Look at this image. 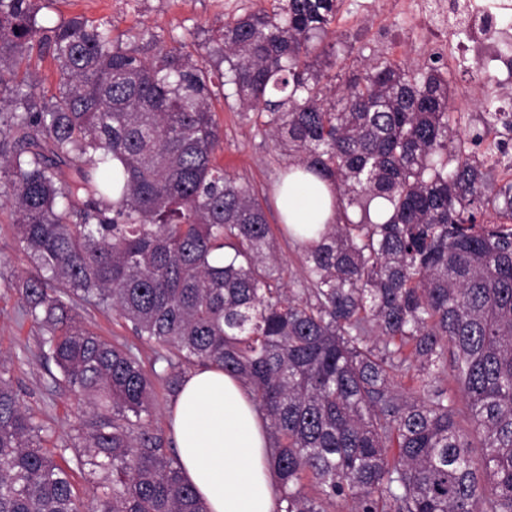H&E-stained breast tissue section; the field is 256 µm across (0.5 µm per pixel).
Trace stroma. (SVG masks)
I'll return each instance as SVG.
<instances>
[{
  "label": "stroma",
  "instance_id": "obj_1",
  "mask_svg": "<svg viewBox=\"0 0 512 512\" xmlns=\"http://www.w3.org/2000/svg\"><path fill=\"white\" fill-rule=\"evenodd\" d=\"M273 6L274 0H49L43 14L50 27L81 15L106 23L117 40L151 33L166 45L180 44L186 51L197 53L225 21L258 9L269 11ZM393 37L404 48L402 63L417 67L428 63L429 52L415 50L406 21L389 13L375 14L372 0H344L327 39L352 43L351 57L360 60L384 51ZM473 74V69L454 65L449 75L451 105L462 131L468 133L482 126L480 103L462 99L463 91L477 88ZM213 110L224 130V139L215 153L217 163L259 194L274 233L276 252L293 276H300L303 251L284 233L275 205L276 185L289 166L287 155L267 137L254 116L231 109L223 97L214 98ZM36 274V268L18 247L7 213L0 211V361L7 362L26 408L44 426L46 448L55 459H68L72 456L71 426L76 403L69 389L56 382L55 365L42 359L39 330L25 315L15 289L16 283ZM78 313L83 324L103 339L126 344L144 362L153 360V348L141 343L112 311L83 305Z\"/></svg>",
  "mask_w": 512,
  "mask_h": 512
}]
</instances>
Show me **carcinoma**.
<instances>
[{
    "mask_svg": "<svg viewBox=\"0 0 512 512\" xmlns=\"http://www.w3.org/2000/svg\"><path fill=\"white\" fill-rule=\"evenodd\" d=\"M40 2L0 0V197L45 272L16 288L76 401L74 467L47 454L0 363V512H207L148 424L155 381L174 395L207 364L267 421L278 512H512V179L493 178L508 143L466 151L512 132V112L487 99L468 136L440 67L379 56L330 73L345 51L317 44L342 0H281L216 29L224 99L336 194V223L301 243L304 274L285 283L253 187L215 162L206 60L81 16L48 29ZM34 51L57 65L49 97L18 77ZM489 213L499 225L474 230ZM84 303L158 348L151 370L87 330Z\"/></svg>",
    "mask_w": 512,
    "mask_h": 512,
    "instance_id": "obj_1",
    "label": "carcinoma"
}]
</instances>
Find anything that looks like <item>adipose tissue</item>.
Wrapping results in <instances>:
<instances>
[{"label": "adipose tissue", "mask_w": 512, "mask_h": 512, "mask_svg": "<svg viewBox=\"0 0 512 512\" xmlns=\"http://www.w3.org/2000/svg\"><path fill=\"white\" fill-rule=\"evenodd\" d=\"M276 206L287 227L322 229L336 221L330 182L294 173L279 186ZM183 474L209 512H276L277 476L267 423L236 377L214 367L189 371L170 410Z\"/></svg>", "instance_id": "adipose-tissue-1"}]
</instances>
